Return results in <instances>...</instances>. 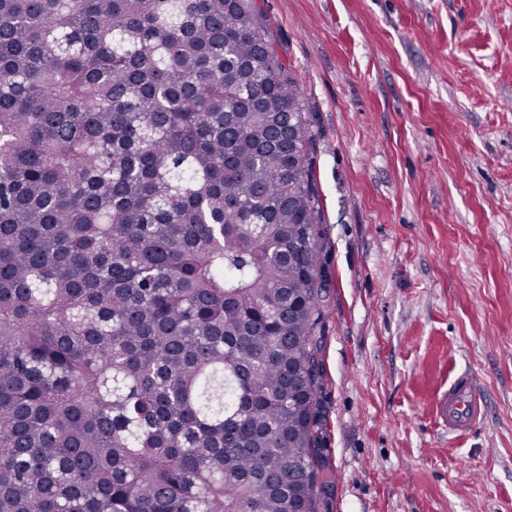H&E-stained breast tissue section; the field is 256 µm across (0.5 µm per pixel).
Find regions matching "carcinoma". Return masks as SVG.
<instances>
[{"label": "carcinoma", "instance_id": "obj_1", "mask_svg": "<svg viewBox=\"0 0 512 512\" xmlns=\"http://www.w3.org/2000/svg\"><path fill=\"white\" fill-rule=\"evenodd\" d=\"M309 111L253 0H0V512H320Z\"/></svg>", "mask_w": 512, "mask_h": 512}]
</instances>
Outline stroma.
I'll return each mask as SVG.
<instances>
[{
	"instance_id": "35a3bbf8",
	"label": "stroma",
	"mask_w": 512,
	"mask_h": 512,
	"mask_svg": "<svg viewBox=\"0 0 512 512\" xmlns=\"http://www.w3.org/2000/svg\"><path fill=\"white\" fill-rule=\"evenodd\" d=\"M327 227L321 512H512V0H254ZM485 415L434 413L460 373Z\"/></svg>"
}]
</instances>
